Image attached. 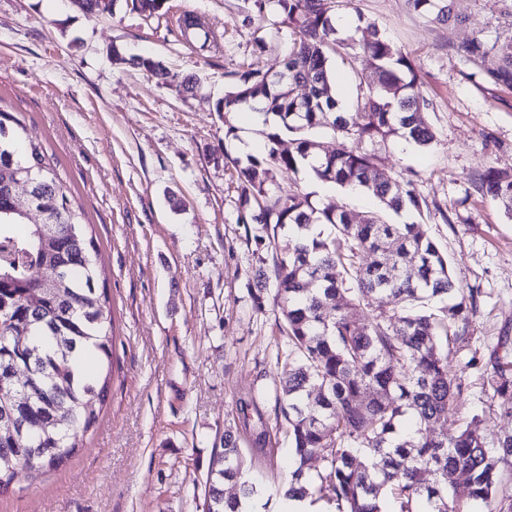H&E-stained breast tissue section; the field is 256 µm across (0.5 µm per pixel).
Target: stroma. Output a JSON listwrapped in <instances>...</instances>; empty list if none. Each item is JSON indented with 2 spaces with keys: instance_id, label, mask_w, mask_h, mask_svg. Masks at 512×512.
<instances>
[{
  "instance_id": "1",
  "label": "stroma",
  "mask_w": 512,
  "mask_h": 512,
  "mask_svg": "<svg viewBox=\"0 0 512 512\" xmlns=\"http://www.w3.org/2000/svg\"><path fill=\"white\" fill-rule=\"evenodd\" d=\"M458 20L438 22L407 0H341L343 38L367 24L402 49L429 100V148L395 139L378 150L383 167L412 180L429 209L394 223L425 224L456 281L478 289L477 308L448 367L463 386V415L492 409L487 440L512 431V397L488 387L491 361H512V217L478 188L493 167L512 175V87L488 70L512 47V0H454ZM192 15L214 37L202 51L181 32ZM491 45L482 59L463 50ZM264 48H257V40ZM291 36L273 5L255 0H167L147 18L127 0L89 18L64 0H0V109L16 115L70 188L101 251L116 344L109 391L83 446L61 468L0 492V512H202L210 459L237 422L239 399L263 389L260 409L275 421L284 338L266 251L238 224L233 159L242 139L267 146L264 124L233 114L225 139L215 102L245 70L277 72ZM125 61L113 63V53ZM151 55L201 89L150 76L130 59ZM318 206L364 213L376 200L320 182L309 169L282 172ZM477 367H469V359ZM241 431L245 465L260 488L259 512H280L275 493L293 457L285 430L255 457Z\"/></svg>"
}]
</instances>
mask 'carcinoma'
Wrapping results in <instances>:
<instances>
[{
	"label": "carcinoma",
	"mask_w": 512,
	"mask_h": 512,
	"mask_svg": "<svg viewBox=\"0 0 512 512\" xmlns=\"http://www.w3.org/2000/svg\"><path fill=\"white\" fill-rule=\"evenodd\" d=\"M279 7L291 36L279 79L259 70L245 71L217 99L226 135L234 134L231 114L264 109L266 152L246 162L232 160L242 205L239 223L259 249L271 252L274 301L284 317L285 365L276 396L295 457V469L280 494L286 500L318 496L336 503L338 512H470L480 502L485 512H512V493L500 465L512 459V433L489 442L475 429L484 412L459 422L450 434L434 427L459 411L461 384L448 371V342L476 311L474 289L457 286L448 259L421 224H393L392 213L428 207L411 181L394 179L379 164L375 147L392 138L423 148L434 140L424 110L415 67L407 55L366 26L361 42L337 37L333 0H259ZM436 19L452 17V4L408 0ZM350 50L371 61L357 74L363 95L354 112L338 111L332 92V54ZM137 66L163 81L173 78L152 56ZM494 82L512 87V53L491 72ZM303 82L302 100L293 86ZM340 139L330 155L317 151L314 131ZM24 127L0 110V185L22 169L37 179L33 206L50 211L52 232L27 223L0 195V375L28 371L32 398L22 406L17 390L0 384V489L19 471L31 480L62 466L82 445L79 433L95 424L108 393L109 373L89 371L90 359L111 363L115 335L109 295L100 288L99 249L87 233L83 212L75 207L63 180L46 163L42 147L20 146ZM295 135L281 149V133ZM307 166L314 177L378 199L374 211L318 208L309 195L284 186L275 171ZM484 196L512 216V175L494 168L479 178ZM27 225L19 235L15 227ZM256 228L251 229L249 225ZM330 227L329 234L313 230ZM374 260L367 266L361 255ZM62 262L58 287L47 286L39 272ZM39 290L42 310L23 306V296ZM388 297L396 311L378 320L373 304ZM493 394L512 395V364H493ZM318 392L310 400V390ZM411 415L412 428L401 431ZM252 433L256 451H266L270 431L258 418ZM324 462L320 471L313 463ZM467 476V499L452 492L454 477ZM205 512H241L257 493L245 470L238 426L224 429V445L214 450L207 478ZM235 492L226 494L224 486Z\"/></svg>",
	"instance_id": "carcinoma-1"
}]
</instances>
